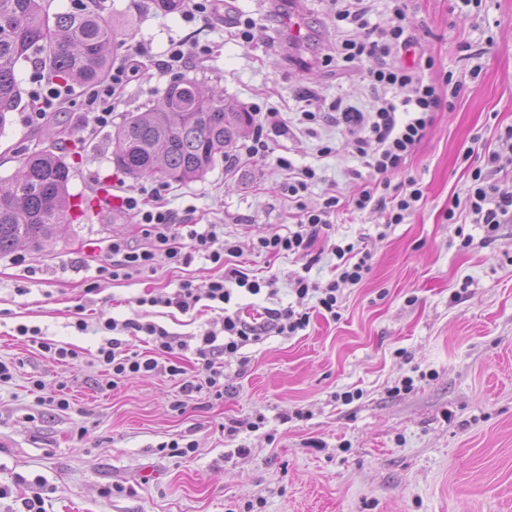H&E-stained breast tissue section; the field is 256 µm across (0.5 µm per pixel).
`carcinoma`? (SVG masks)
Returning <instances> with one entry per match:
<instances>
[{
	"label": "carcinoma",
	"mask_w": 512,
	"mask_h": 512,
	"mask_svg": "<svg viewBox=\"0 0 512 512\" xmlns=\"http://www.w3.org/2000/svg\"><path fill=\"white\" fill-rule=\"evenodd\" d=\"M49 0H0V134L22 99L21 63L33 57L64 87H91L111 69V46L125 33L91 9L49 11ZM252 115L195 78L174 80L156 105L131 112L115 131L112 162L139 178L190 182L203 177L252 125ZM71 167L52 150L31 155L0 183V255L39 245L65 222Z\"/></svg>",
	"instance_id": "carcinoma-1"
}]
</instances>
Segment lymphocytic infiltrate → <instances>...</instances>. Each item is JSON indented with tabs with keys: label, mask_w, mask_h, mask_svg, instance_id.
Masks as SVG:
<instances>
[{
	"label": "lymphocytic infiltrate",
	"mask_w": 512,
	"mask_h": 512,
	"mask_svg": "<svg viewBox=\"0 0 512 512\" xmlns=\"http://www.w3.org/2000/svg\"><path fill=\"white\" fill-rule=\"evenodd\" d=\"M373 2L330 0L336 22V49L334 54L323 57L324 63H336L341 75L368 81L375 94L373 104L362 110L339 99L326 107L319 98L310 95L302 98L297 108L298 122L302 125L317 123L323 109L334 112L337 124L355 144L360 165L350 169L348 176L359 183L360 191L345 202L340 201L335 192H327L319 210H307L300 203L301 194L312 183L321 181L319 168L312 164L298 166L289 157L277 156L275 165L286 174L281 189L289 201L295 203L297 213L295 228L288 235L259 238L258 244L265 252L308 255L320 232L331 228L332 215L342 210L350 215L378 210L385 213L387 223H403L423 197L415 179L395 186L389 177L404 169L407 159L432 126L436 112L453 108L463 84L457 81L449 83L448 87H440L437 82L424 79L414 65L408 64V57L415 54L419 46V35L408 14L406 0H391L397 23L388 28L371 23ZM145 55L143 48H135L113 66L106 82L89 90L85 107L94 126L111 124L110 104L119 100L125 88L138 77ZM250 111L255 122L252 142L240 146L239 153L248 159L263 158L269 153L267 130L280 126V114L265 102L252 104ZM122 203L125 212L135 223L146 226L148 235L158 247L166 250L173 263L189 264L193 253L200 252L206 260L224 270L223 276L212 281L208 288H197L192 280L186 279L174 293L141 297L137 300L138 305L174 306L186 312L204 299L229 304L237 289L256 295L262 289L273 288L274 279L251 277L233 264L237 249L225 239L218 225H176L160 189H152L145 197L125 196ZM465 208L472 223L482 227L484 238L489 241L496 237L501 225L512 222V193L501 192L489 173L477 167L471 173ZM332 251L337 258L336 276L326 287H319L301 274L297 275L294 284L297 295H315L319 309L334 318L338 315L340 287L360 283L370 270L371 256L351 243L333 245ZM106 328L113 336L99 348L97 361L116 381L145 375L159 368L156 359L128 352L122 333H144L157 350L170 355L178 350L193 349L200 367L198 374L185 376L183 367L175 362L167 367L170 375H184L181 389L187 397L205 388L222 394L224 365L219 360L220 354L237 352L252 340L251 329L235 313L225 314L222 333L205 332L193 348L153 323L135 319L121 323L112 320Z\"/></svg>",
	"instance_id": "1"
}]
</instances>
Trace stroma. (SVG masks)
Segmentation results:
<instances>
[{
    "instance_id": "35a3bbf8",
    "label": "stroma",
    "mask_w": 512,
    "mask_h": 512,
    "mask_svg": "<svg viewBox=\"0 0 512 512\" xmlns=\"http://www.w3.org/2000/svg\"><path fill=\"white\" fill-rule=\"evenodd\" d=\"M82 2L129 30L113 59L139 44L150 53L104 128H89L80 88L63 91L65 107L52 125L29 123L43 76L31 63L19 68L23 95L0 134V182L23 158L48 149L50 131L58 130L73 170L71 196L107 202L92 218L60 225L41 248L22 245L0 256V361L14 367L12 379L0 382V512H23V498L38 483L46 512H512V223L488 241L457 211L456 223L472 238L466 245L448 222L449 203L465 196L472 170L512 126V0H484L467 18L453 12V0H409L423 76L441 83L451 75L464 87L452 110L436 114L405 175L391 177L395 185L406 175L417 180L423 197L416 211L400 224L378 212L338 213L331 240L312 248L309 278L322 286L334 277L332 244L355 242L371 256L364 280L341 289L339 319L295 294L303 258L258 248L259 238L293 226L280 190L286 175L270 160L221 157L202 179L167 182L166 206L177 219L223 225L241 270L275 277V295L235 292L230 307L243 321L253 323L267 308L312 311L296 335L269 329L223 356V397L204 389L187 399L180 377L164 371L109 387L96 362L111 336L107 320L151 322L192 344L221 331L224 319L218 308L136 303L173 293L185 279L207 287L223 270L202 256L177 265L159 249L151 271L106 273L111 240L152 245L120 200L155 181L115 169L116 125L157 103L172 80L160 63L179 40L213 49L190 60L184 75L246 108L266 98L286 116L305 93L366 107L370 91L320 62L336 39L328 0H301L297 29L286 25L287 0H226L206 24L160 13L151 0ZM241 15L256 21L247 41L232 28ZM471 51L481 56L475 78ZM321 140L331 141L334 154L318 158ZM268 144L296 165L321 168L322 181L302 195L307 208L321 207L333 188L345 199L357 193L346 174L357 154L335 125L315 126L310 136L272 130ZM80 315L83 332L74 326ZM21 325L74 349L76 359L44 356L18 335ZM37 380L43 389L34 388ZM346 392L353 401H343ZM52 395L66 397L69 407L49 403ZM259 415L260 429L243 428ZM182 439L197 442L194 455L159 449Z\"/></svg>"
}]
</instances>
